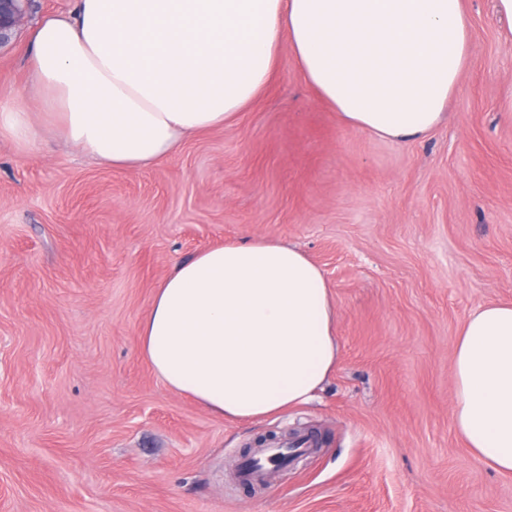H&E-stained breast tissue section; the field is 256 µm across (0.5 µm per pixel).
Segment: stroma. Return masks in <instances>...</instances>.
Wrapping results in <instances>:
<instances>
[{
	"label": "stroma",
	"mask_w": 512,
	"mask_h": 512,
	"mask_svg": "<svg viewBox=\"0 0 512 512\" xmlns=\"http://www.w3.org/2000/svg\"><path fill=\"white\" fill-rule=\"evenodd\" d=\"M0 43V96L26 41L71 0H30ZM473 52L444 121L396 141L347 126L289 47L265 94L154 166H100L43 129L0 140V512H512V474L459 433L457 334L512 303V28L465 0ZM274 238L325 273L341 358L309 403L229 422L166 390L137 326L174 263ZM317 430L263 486L244 449Z\"/></svg>",
	"instance_id": "stroma-1"
}]
</instances>
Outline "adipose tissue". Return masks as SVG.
I'll use <instances>...</instances> for the list:
<instances>
[{"label":"adipose tissue","instance_id":"adipose-tissue-1","mask_svg":"<svg viewBox=\"0 0 512 512\" xmlns=\"http://www.w3.org/2000/svg\"><path fill=\"white\" fill-rule=\"evenodd\" d=\"M340 119L426 136L472 55L462 0H73L31 32L28 79L0 99V137L32 150L38 100L79 154L142 170L231 123L270 82L282 44ZM168 391L229 420L308 403L339 363L336 304L297 246L228 242L177 263L138 326ZM467 446L512 473V304L479 307L453 360Z\"/></svg>","mask_w":512,"mask_h":512}]
</instances>
